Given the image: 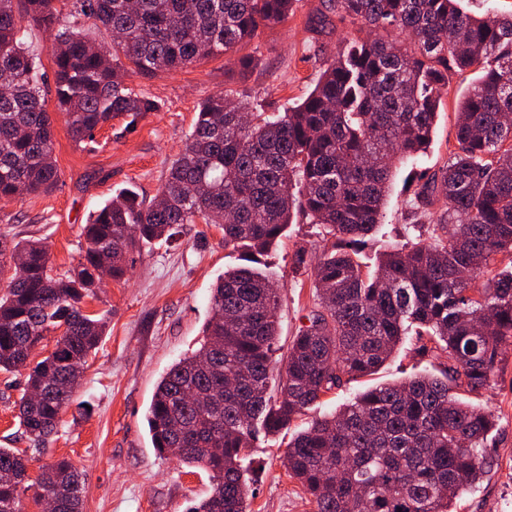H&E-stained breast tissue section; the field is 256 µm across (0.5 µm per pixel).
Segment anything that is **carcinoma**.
<instances>
[{
  "mask_svg": "<svg viewBox=\"0 0 512 512\" xmlns=\"http://www.w3.org/2000/svg\"><path fill=\"white\" fill-rule=\"evenodd\" d=\"M69 16L113 37L108 49ZM297 0H0V200L49 192L61 181L54 131L40 90L38 45L22 28L54 33V96L73 141H94L114 119L128 127L155 100L129 86L134 74L188 68L227 54L260 29L285 22ZM357 38L321 71L300 103L270 118L249 102L203 101L181 153L167 169L159 206L122 189L90 216L78 263L57 275L46 245L0 235V371H27L19 426L46 449L75 401L105 332L84 310L97 273L122 281L130 255L168 240L183 224H212L244 264L211 290L200 348L159 380L146 421L153 448L203 467L210 494L187 512H249L245 450L288 434L306 410L354 377L375 374L405 336H427L446 353L440 374L379 384L317 417L287 442L288 476L315 512H457L487 472L494 415L457 389H485L512 341V12L469 15L461 0H328ZM398 29L408 40L384 34ZM477 77L459 102L458 151L415 191L422 206L442 196L428 236L388 243L374 269L360 253L381 224L397 168L430 147L450 76ZM328 229L330 248L310 273L317 308L279 361V289L262 257L294 214ZM53 350L31 363L48 333ZM29 459L0 448V512H24L55 495L59 512H82L77 467L61 457L30 479Z\"/></svg>",
  "mask_w": 512,
  "mask_h": 512,
  "instance_id": "1",
  "label": "carcinoma"
}]
</instances>
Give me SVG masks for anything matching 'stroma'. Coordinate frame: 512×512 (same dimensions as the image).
Masks as SVG:
<instances>
[{"label": "stroma", "mask_w": 512, "mask_h": 512, "mask_svg": "<svg viewBox=\"0 0 512 512\" xmlns=\"http://www.w3.org/2000/svg\"><path fill=\"white\" fill-rule=\"evenodd\" d=\"M327 0H299L286 23L263 31L235 52L200 65L155 76L134 75L129 84L154 99L159 109L126 130L123 121L98 130L95 143L82 148L72 141L63 114L48 104L55 133L54 157L62 172L50 194L0 202V233L43 239L55 273L80 257L81 227L116 190L132 187L154 197L164 173L177 157L205 98L228 93L246 97L254 111L281 112L307 95L327 59L343 51L358 35L356 26L323 24ZM251 55L255 68L240 73L239 56ZM473 74L453 75L437 121L434 144L415 164L399 169L385 205L384 221L360 257L374 265L388 240L415 236L406 179L435 173L456 147L455 112L470 88ZM331 243L324 229L304 221L289 225L282 245L266 263L280 289L279 342L287 344L307 323L315 307L311 280L297 282L293 253L305 248L321 254ZM238 262L226 249L222 232L210 224H186L169 241L134 254L127 281L103 284L86 303L88 312L104 315L106 329L99 350L84 371L77 405L61 424L39 461L69 458L83 484V512H186L190 501L205 497L210 481L205 470L191 468L153 448L145 421L155 385L167 368L199 346L210 315V294L224 270ZM448 363L438 351L422 352L404 341L376 376L355 378L323 396L315 414L335 410L374 382H393L420 373H435ZM25 372H0V448L29 447L16 414L26 390ZM466 401L483 406L497 418L487 453L484 480L465 493L458 512H512V346H503L494 381L466 393ZM280 440L261 442L249 454L255 496L251 512H313L298 484L283 465Z\"/></svg>", "instance_id": "stroma-1"}]
</instances>
